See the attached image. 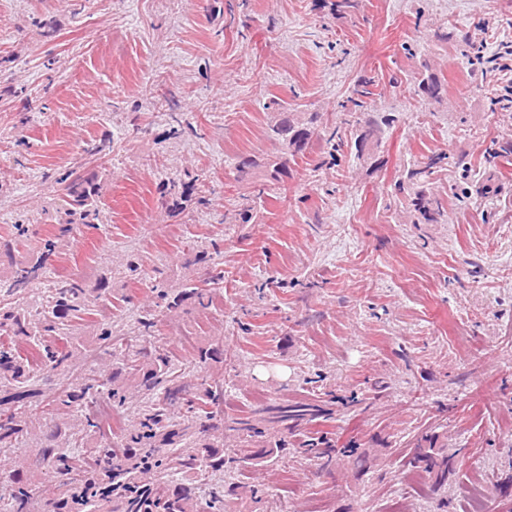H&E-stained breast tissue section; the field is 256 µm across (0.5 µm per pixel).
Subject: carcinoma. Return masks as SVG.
<instances>
[{"label": "carcinoma", "instance_id": "carcinoma-1", "mask_svg": "<svg viewBox=\"0 0 512 512\" xmlns=\"http://www.w3.org/2000/svg\"><path fill=\"white\" fill-rule=\"evenodd\" d=\"M418 91L436 98L441 81L430 74L422 78ZM395 116L382 115L366 122L358 136V146L381 127H392ZM275 134L288 151L298 153L305 149L312 133L297 125L292 113L285 112L276 125ZM72 205L89 212L92 190L71 185L67 188ZM45 256L35 261H20L12 266L10 279L0 280V452L17 447L30 429L23 408L27 399L38 391L37 372L45 377L55 373L65 377L52 404L55 410L66 414L84 415L85 436L100 432L98 418L88 412V405L101 394L109 402L122 408L127 403L126 390L116 380L119 375L134 384L140 392L139 428L126 436L125 455L111 458L110 446L96 444L90 448L93 457L105 461L89 470L80 466L74 454L63 441L60 424L46 428L37 452L30 458L27 468L9 474L15 486L12 498L3 505L4 512H108V506L117 503L120 512H224V499L236 495L239 485L232 484L221 494L202 502L196 495L198 483L208 474L224 471V421L208 410L215 404L218 388L201 381H184L175 374L168 352L145 339L135 351L134 359L106 373L88 376L76 371L72 363L73 352L69 323L89 314L98 297L84 288L80 277L72 276L60 281L50 291L46 301L31 309L16 308L4 302L45 273ZM213 281L204 282L175 295L161 290L158 297L171 311L179 308L187 297L212 298ZM37 351L32 357L16 347V338ZM199 421L206 439H191L192 422ZM142 448H166L168 452L150 461L162 480L164 488H143L140 466L147 457L139 454ZM288 451L283 441L266 442L260 448H243L234 459L238 464L257 466ZM408 466L421 470L432 480V487L441 488L448 482L452 471V457L445 448L413 449ZM69 476L59 496L44 503L36 496V479Z\"/></svg>", "mask_w": 512, "mask_h": 512}]
</instances>
